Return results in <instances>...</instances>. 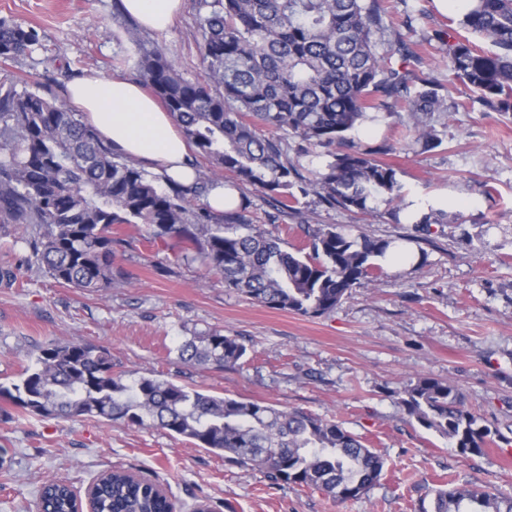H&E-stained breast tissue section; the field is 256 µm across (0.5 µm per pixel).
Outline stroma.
I'll list each match as a JSON object with an SVG mask.
<instances>
[{
    "label": "stroma",
    "mask_w": 512,
    "mask_h": 512,
    "mask_svg": "<svg viewBox=\"0 0 512 512\" xmlns=\"http://www.w3.org/2000/svg\"><path fill=\"white\" fill-rule=\"evenodd\" d=\"M394 21L386 40L406 34L429 66L448 70L454 25L435 0H387ZM35 27L43 47L0 59V82L17 91L51 88L65 97L69 80L87 74L137 79L140 47H161L190 79L202 77L197 0L169 32L147 31L120 0H0V19ZM436 115L438 147L406 146L408 116L381 112L355 137L385 146L408 199L455 213L432 227L426 261L388 270L353 288L331 313L306 317L230 292L199 263L178 261L175 242L143 224H116L126 245L112 259L111 288L89 293L56 282L38 266L20 268L37 227L0 229V381L12 380L41 346L82 340L109 349L116 370L155 375L210 394L301 409L332 419L385 460L381 480L358 498L278 484L225 464L163 429L94 419H43L0 413V512H32L42 483L75 490L123 468L162 485L178 512L209 501L215 512H414L426 486L471 484L512 496V112H487L471 88L448 85ZM253 223L269 226L286 249L305 240V225H343L372 237L411 234L387 206L364 216L328 209L316 196L269 224L267 197L240 191ZM19 268L16 281L2 278ZM224 331L247 348L222 370L182 362L190 336ZM461 393L499 437L481 456L461 455L448 439L410 420L398 396L419 377Z\"/></svg>",
    "instance_id": "1"
}]
</instances>
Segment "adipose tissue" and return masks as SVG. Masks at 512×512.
<instances>
[{
	"mask_svg": "<svg viewBox=\"0 0 512 512\" xmlns=\"http://www.w3.org/2000/svg\"><path fill=\"white\" fill-rule=\"evenodd\" d=\"M181 0H122V8L144 27L163 31L174 21ZM68 98L99 137L123 155L156 163L183 184H191L189 144L173 116L142 87L128 79L88 74L73 80Z\"/></svg>",
	"mask_w": 512,
	"mask_h": 512,
	"instance_id": "ef3b65f1",
	"label": "adipose tissue"
}]
</instances>
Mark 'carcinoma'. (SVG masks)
<instances>
[{
	"instance_id": "1",
	"label": "carcinoma",
	"mask_w": 512,
	"mask_h": 512,
	"mask_svg": "<svg viewBox=\"0 0 512 512\" xmlns=\"http://www.w3.org/2000/svg\"><path fill=\"white\" fill-rule=\"evenodd\" d=\"M459 28L488 40V54L467 37L448 45V71L478 93L486 112H512V0H473ZM204 77L188 79L156 47L136 58L141 79L172 114L186 139L233 178L272 200L277 212L299 197L371 215L383 203L401 222L412 206L384 149L363 148L353 133L372 112L408 113L411 141L439 143L432 120L448 111L442 79L403 40L383 54L375 36L387 30L383 0H198ZM40 46L30 26L0 20V58ZM307 160L305 177L288 158L286 136ZM164 181L168 190L159 189ZM215 179L197 173L189 187L137 167L102 141L81 113L56 98L9 88L0 94V225L33 224L26 262L60 284L98 292L112 287V257L124 240L114 224H145L155 238L205 245L176 258L200 260L224 287L267 307L304 316L333 311L349 290L383 274L379 260L394 240L354 235L334 224L290 252L251 223L246 208L198 206ZM454 219L420 202L409 223L417 231ZM247 353L221 330L194 335L178 348L187 363L223 369ZM112 353L82 341L52 342L16 380L0 383V399L44 418L93 417L158 427L230 465L276 482L319 490L345 501L370 491L385 461L334 420L302 410L217 397L156 376L113 371ZM405 414L457 448L482 455L492 430L463 406L452 385L420 377L399 398ZM49 512H71L69 487L40 488ZM418 512H512V497L461 485L435 488ZM99 512H173L174 503L147 479L115 469L98 485Z\"/></svg>"
}]
</instances>
